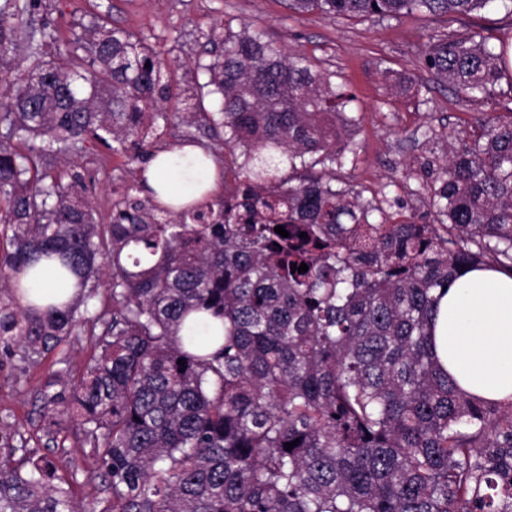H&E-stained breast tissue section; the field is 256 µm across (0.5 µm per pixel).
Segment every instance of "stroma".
<instances>
[{"label": "stroma", "instance_id": "stroma-1", "mask_svg": "<svg viewBox=\"0 0 512 512\" xmlns=\"http://www.w3.org/2000/svg\"><path fill=\"white\" fill-rule=\"evenodd\" d=\"M95 16L143 38L158 56L180 58L185 66L171 72L172 88L191 86L195 61L204 58L200 36L224 22L234 31L260 30L268 40L308 56L319 68L333 73L337 83L352 90L361 108L355 133L354 163L339 170V178L354 185L363 199H378L392 221L415 217L421 224L437 223L426 193L446 157L449 142L472 136L474 119L488 111L484 100H472L455 89L437 85L423 65L431 34H464L485 29L493 41H512V16L502 12L447 15L432 21L410 18H369L348 22L317 13L297 15L281 0H43L35 19L53 21L62 35ZM155 150H169L192 140L203 144L216 163L224 161V146L205 127L159 121ZM88 153L65 162L54 161L56 172H82L88 196L100 223L110 221L118 192L131 184L140 161L112 152L88 140ZM51 360L31 368L18 385L0 388V413L12 416L38 453L56 457L60 465L79 467L78 495L94 490L106 498L102 480L91 479L89 459L79 449L57 452L40 415L39 393L51 376Z\"/></svg>", "mask_w": 512, "mask_h": 512}]
</instances>
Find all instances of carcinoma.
<instances>
[{
	"label": "carcinoma",
	"mask_w": 512,
	"mask_h": 512,
	"mask_svg": "<svg viewBox=\"0 0 512 512\" xmlns=\"http://www.w3.org/2000/svg\"><path fill=\"white\" fill-rule=\"evenodd\" d=\"M281 2L347 20L512 15V0ZM37 3L0 0V369L95 337L77 384L59 373L40 399L110 498L77 504L76 472L0 415V512H512V402L463 396L430 340L436 292L462 271L512 274V108L448 151L430 189L440 223H373L383 209L336 183L357 96L306 57L227 23L202 34L208 80L175 95L168 71L186 63L102 17L47 58L60 38L25 26ZM490 39L433 34L424 64L490 99L506 76ZM174 98L171 117L224 136L233 187L174 212L132 183L99 224L83 175L65 184L48 159L96 139L146 161ZM41 256L78 278L64 307L21 304ZM102 275L109 304L90 315ZM199 314L212 335H196Z\"/></svg>",
	"instance_id": "carcinoma-1"
}]
</instances>
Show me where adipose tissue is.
<instances>
[{
  "label": "adipose tissue",
  "instance_id": "ef3b65f1",
  "mask_svg": "<svg viewBox=\"0 0 512 512\" xmlns=\"http://www.w3.org/2000/svg\"><path fill=\"white\" fill-rule=\"evenodd\" d=\"M146 187L172 208L206 200L216 182L213 159L187 145L151 160ZM30 294L37 303L60 304L74 289L48 262L30 271ZM433 350L460 391L492 402L512 400V275L474 270L442 295L433 317Z\"/></svg>",
  "mask_w": 512,
  "mask_h": 512
}]
</instances>
